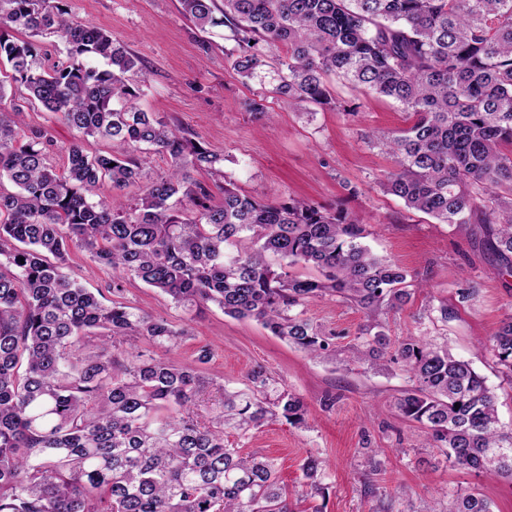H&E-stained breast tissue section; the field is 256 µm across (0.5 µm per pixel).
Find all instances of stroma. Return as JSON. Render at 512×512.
Listing matches in <instances>:
<instances>
[{
  "label": "stroma",
  "mask_w": 512,
  "mask_h": 512,
  "mask_svg": "<svg viewBox=\"0 0 512 512\" xmlns=\"http://www.w3.org/2000/svg\"><path fill=\"white\" fill-rule=\"evenodd\" d=\"M65 6L76 21L112 33L141 58L143 69L133 77L141 87L139 107L164 116L223 157L225 173L242 193L262 201L299 198L347 209L366 225V242L376 255L420 273L422 288L384 316L389 336H421L472 362L499 396L503 426L512 427V387L502 381L491 351L481 346L512 313V285L472 246L470 225L434 223L383 192L380 182L391 161L366 137L407 126L406 114L392 100L340 84L341 109L307 114L271 97L266 104L274 117L266 120L245 109L261 87L244 81L226 60L227 28L200 32L183 14L180 0H66ZM6 92L0 109L21 104V131H46L54 142V162L64 168L77 132L40 103L25 102V89L10 86ZM70 272L93 291L120 281L127 304L184 329L172 353L139 339L145 354L191 366L205 347L211 356L202 372L226 388L247 389L249 374L260 367L278 388L302 398L309 410L304 426L280 419L244 436L232 429L226 433L242 452L274 459L291 512H382L386 504L392 512H426L431 506L446 512L453 492L473 487L490 500L493 512H512V481L452 466L429 447L426 429L400 415L396 402L410 385L400 365L375 371L342 363L367 322L355 307L327 296L305 309L306 318L333 334L340 358L335 364L310 358L260 322L224 315L217 306L200 314L177 307L139 279L96 265L85 251L73 250ZM469 286L477 288L476 297L460 301L459 290ZM443 302L457 307L456 318L445 324L428 314ZM311 456L325 465L321 496H311L303 475Z\"/></svg>",
  "instance_id": "stroma-1"
}]
</instances>
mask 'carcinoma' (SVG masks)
Masks as SVG:
<instances>
[{
    "instance_id": "1",
    "label": "carcinoma",
    "mask_w": 512,
    "mask_h": 512,
    "mask_svg": "<svg viewBox=\"0 0 512 512\" xmlns=\"http://www.w3.org/2000/svg\"><path fill=\"white\" fill-rule=\"evenodd\" d=\"M205 32L224 26V55L244 79L269 84L295 110H335L328 77L395 102L405 128L372 136L393 170L382 189L439 224H474L475 241L512 277V0H180ZM0 62L11 80L85 137L139 156L89 154L75 143L57 171L41 131L20 138L0 111V512H290L275 463L224 439L279 417L305 423L307 407L251 372L250 392L229 391L200 369L145 357L137 339L170 351L184 330L84 288L67 272L71 250L160 289L190 311L210 304L255 319L307 355L336 361L332 338L304 317L334 296L369 319L351 360L402 366L411 388L397 401L428 430L448 463L512 479V429L498 395L465 360L415 336L391 340L377 316L414 294L398 264L363 244L365 225L301 199L242 194L222 158L137 105L128 74L142 62L112 34L75 21L64 0H0ZM65 47L46 65L38 39ZM286 55L273 60V48ZM170 173L142 183L132 205L95 199L100 181L141 183L150 152ZM224 179V203L193 179ZM234 244L236 253L226 252ZM312 267L301 277L277 271ZM512 386V314L489 339ZM460 407H455V404ZM322 464H303L323 495ZM450 512H492L478 489L454 493Z\"/></svg>"
}]
</instances>
